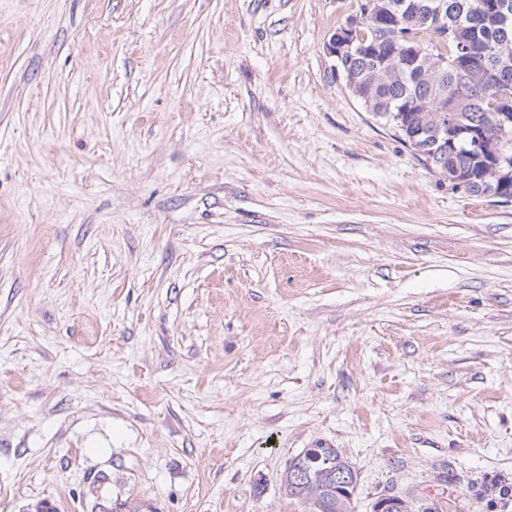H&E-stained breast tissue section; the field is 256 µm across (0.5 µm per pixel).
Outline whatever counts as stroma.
Returning <instances> with one entry per match:
<instances>
[{"instance_id": "obj_1", "label": "stroma", "mask_w": 512, "mask_h": 512, "mask_svg": "<svg viewBox=\"0 0 512 512\" xmlns=\"http://www.w3.org/2000/svg\"><path fill=\"white\" fill-rule=\"evenodd\" d=\"M363 0H0V512H304L339 449L512 512V203L335 76Z\"/></svg>"}]
</instances>
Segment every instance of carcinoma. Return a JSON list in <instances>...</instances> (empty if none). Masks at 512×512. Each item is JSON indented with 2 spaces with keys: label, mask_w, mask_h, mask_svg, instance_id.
<instances>
[{
  "label": "carcinoma",
  "mask_w": 512,
  "mask_h": 512,
  "mask_svg": "<svg viewBox=\"0 0 512 512\" xmlns=\"http://www.w3.org/2000/svg\"><path fill=\"white\" fill-rule=\"evenodd\" d=\"M386 6L411 20V25L397 32L374 25L361 28L362 40L377 50L347 58V75L359 93L358 100L420 154L426 153L420 112V101L426 97H437L448 107L444 113L448 132L484 128L487 152L461 150L448 160L446 171L434 160L431 166L444 178L452 175L469 182L475 188L474 197L497 193L500 186L488 177L490 166L499 159L512 164V137L498 135V107L493 105L495 95L512 100V0H387ZM504 15L509 18L505 26L501 24ZM403 35L407 45L424 49L418 62L405 69L389 53L392 41ZM459 41L470 47L467 59L442 71L430 70L425 63L428 53L446 55ZM320 452L321 461L311 465L306 481L297 486L290 484L289 472L306 461L298 455L291 458L282 477L284 490L303 502L306 512H347L357 482L336 484V469L353 474L356 470L339 459L336 449Z\"/></svg>",
  "instance_id": "cac0c4a2"
}]
</instances>
